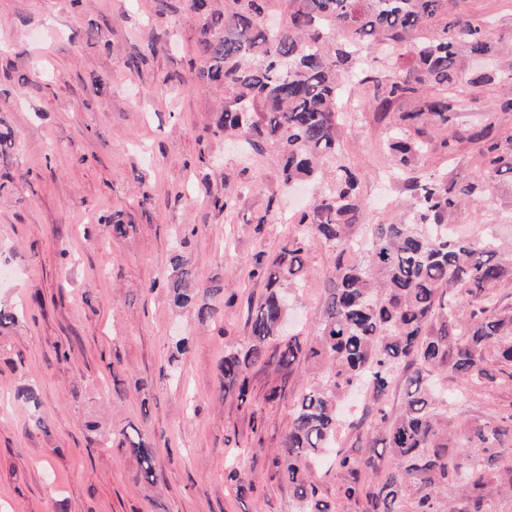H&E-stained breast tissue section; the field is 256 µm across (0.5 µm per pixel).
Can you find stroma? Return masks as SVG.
<instances>
[{
  "label": "stroma",
  "instance_id": "obj_1",
  "mask_svg": "<svg viewBox=\"0 0 512 512\" xmlns=\"http://www.w3.org/2000/svg\"><path fill=\"white\" fill-rule=\"evenodd\" d=\"M448 12L512 43V0H450ZM201 35L188 0H0V125L13 136L0 153V258L12 268L0 302L16 310L0 327V512H298L274 457L314 370L253 368L244 402L218 375L225 354L246 345L248 309L266 291L255 260L294 235L308 192L285 185L276 143L249 149L218 128L224 93L197 78ZM413 63L408 45L373 50L368 83L345 88L339 144L364 205L353 236L410 218L411 192L384 149L394 114L410 105L385 111L371 95L374 79ZM511 67L512 54L463 55L452 124L477 130L495 111L497 134H512V113L498 111ZM481 73L492 83L473 85ZM445 136L423 125L419 173L481 175L474 146L447 151ZM509 208L512 176L448 225L494 234L510 264L512 223L500 220ZM114 218L129 233L113 234ZM177 252L199 281L223 287L213 320L174 303ZM336 255L308 237L303 281L288 292L301 337L316 331ZM28 386L38 406L17 398ZM273 388L278 398L266 401ZM511 412L512 379L501 374L453 418L466 427ZM134 429L153 447L155 484L121 444ZM233 462L252 485L247 499L228 478Z\"/></svg>",
  "mask_w": 512,
  "mask_h": 512
}]
</instances>
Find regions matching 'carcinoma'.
<instances>
[{
    "mask_svg": "<svg viewBox=\"0 0 512 512\" xmlns=\"http://www.w3.org/2000/svg\"><path fill=\"white\" fill-rule=\"evenodd\" d=\"M190 0L205 19L199 54L203 84L223 89L218 126L248 144L274 140L286 183L312 179L325 165L333 180L300 214L297 234L258 266L266 294L250 310L249 344L224 356L220 388L248 394L250 371L271 365L291 374L304 361L318 370V382L299 398L281 441L276 467L291 489L299 512H335L311 476V466L328 453L344 477V495L362 498L364 512H494L493 497H512V413L466 428L448 412V388L440 379L460 381L459 390L496 379L491 364L512 367V305L497 287L512 278L497 259L493 236L472 238L448 229V213L489 190L496 176L512 173V134L492 135L495 116L479 131L454 129L445 146L481 143L491 169L483 180L448 178L437 171L414 176L425 144L420 124L449 121L448 98L422 95L459 84L458 48L473 56L492 51L486 27L456 17L438 25L448 0H287L286 18L265 23L269 0ZM413 44L415 65L377 84L375 97L387 107L412 103L398 114L387 145L413 191L411 224H371L365 250L350 247V229L361 223L357 176L339 153L341 85L363 82V48L398 50ZM339 250L328 277L314 336L282 337L288 317L286 293L300 285L308 233ZM168 282L174 302L196 305L200 320L217 309L207 298L222 291L200 284L180 254L173 257ZM283 343L278 356L267 345ZM371 396L365 416L348 423L364 452L336 450L343 421L340 405L358 384ZM402 387L396 412L384 401ZM141 462L142 478L157 481L153 448L139 437L128 441ZM389 451L394 470L372 487L366 479L380 472Z\"/></svg>",
    "mask_w": 512,
    "mask_h": 512,
    "instance_id": "carcinoma-1",
    "label": "carcinoma"
}]
</instances>
